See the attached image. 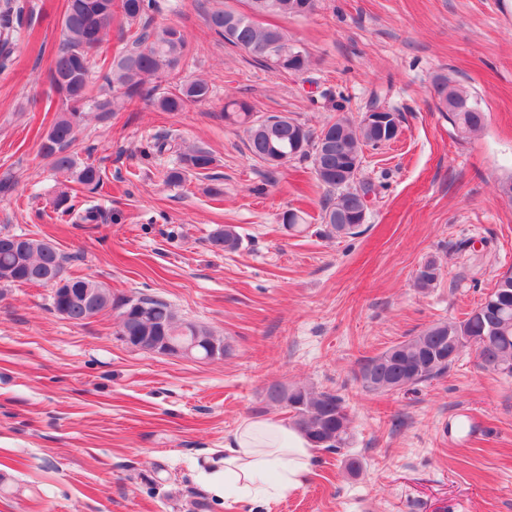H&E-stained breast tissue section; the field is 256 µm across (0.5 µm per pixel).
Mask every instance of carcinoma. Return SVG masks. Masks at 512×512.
Returning a JSON list of instances; mask_svg holds the SVG:
<instances>
[{"label":"carcinoma","mask_w":512,"mask_h":512,"mask_svg":"<svg viewBox=\"0 0 512 512\" xmlns=\"http://www.w3.org/2000/svg\"><path fill=\"white\" fill-rule=\"evenodd\" d=\"M248 11L218 8L206 12L208 29L232 47L244 51L260 64H272L283 71L301 72L309 64V55L288 40L282 29L263 27L255 17L275 14L305 17L313 13L318 0H247ZM156 9V0H65L61 21L62 40L48 69L50 88L58 96L60 115L42 137L41 155L52 168L70 182L89 190L103 187L105 172L93 163H78L72 147L81 125L91 110L101 118L120 111L136 98L144 96L146 82L172 71L185 62L190 49L185 34L174 26L152 28L148 22ZM24 11L20 0H0V69L9 66L15 45L18 21ZM119 15L128 27L122 31L126 50L113 58L102 73V86L93 94L90 75L96 60L107 56L106 34L112 18ZM438 110L460 140L480 130L486 120L481 101L466 91L448 84V78L435 79ZM212 88L203 79L183 80L172 92H164L156 105L163 112H179L189 103H203L211 97ZM224 120L243 129L247 148L257 161L276 170L268 159L285 156L288 160L310 159L316 180L334 195L326 198L322 222L327 232L337 237L360 233L356 218L367 209L366 198L371 186H354L357 175L351 172L355 160L362 159L363 148L385 144L386 137L377 129L354 126L347 118L326 124L315 134L287 116L269 126L244 100L224 105ZM213 164L204 148H187L178 153V166L167 179L180 182L188 174H199ZM67 193L56 200V209L65 216L73 215L66 205ZM75 216V215H73ZM75 219L92 223L96 215L87 211ZM214 251L231 252L238 247L239 237L231 226L215 230L209 237ZM66 257L50 242L27 233L0 232V283L27 284L30 270L43 271L39 285L56 287L55 278L64 274ZM435 259L427 260L418 270L415 282L422 289L431 287L439 278ZM68 288H97L104 297L96 303L81 298L65 303L51 301L54 312L74 323H82L104 311L110 292L89 277L67 278ZM147 314H129L119 321V335L180 336L183 330L197 336L201 346L197 356L210 358L207 344L213 334L205 327L178 318L165 302L143 299ZM474 348L482 368L504 376H512V271L503 273L494 288L462 319H448L428 326L419 334L398 342L361 363L363 386L373 392L400 393L421 384L443 378L455 364L463 349ZM266 400L279 404L292 413L298 427L315 448L339 451L350 443L351 418L344 400L332 391H314L304 386L288 389L272 384Z\"/></svg>","instance_id":"cac0c4a2"}]
</instances>
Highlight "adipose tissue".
<instances>
[{
    "mask_svg": "<svg viewBox=\"0 0 512 512\" xmlns=\"http://www.w3.org/2000/svg\"><path fill=\"white\" fill-rule=\"evenodd\" d=\"M314 449L288 420H244L222 454L204 463L209 491L247 504L279 500L300 488L311 472Z\"/></svg>",
    "mask_w": 512,
    "mask_h": 512,
    "instance_id": "ef3b65f1",
    "label": "adipose tissue"
}]
</instances>
